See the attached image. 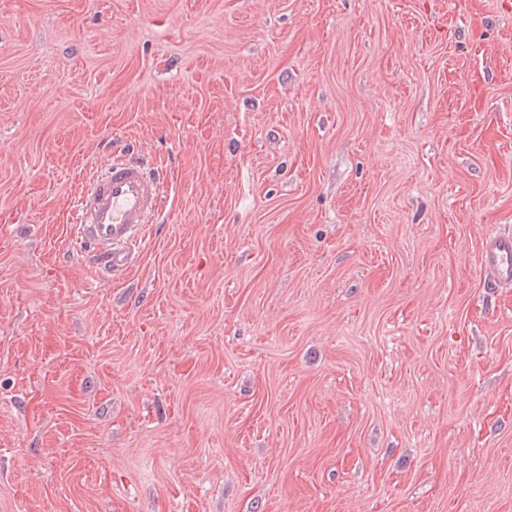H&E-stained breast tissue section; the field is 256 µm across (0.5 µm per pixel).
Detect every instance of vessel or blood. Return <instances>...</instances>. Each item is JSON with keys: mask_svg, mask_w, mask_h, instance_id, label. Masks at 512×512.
I'll list each match as a JSON object with an SVG mask.
<instances>
[{"mask_svg": "<svg viewBox=\"0 0 512 512\" xmlns=\"http://www.w3.org/2000/svg\"><path fill=\"white\" fill-rule=\"evenodd\" d=\"M163 176L159 169L124 155L95 172L77 199V250L96 266L120 277L138 261L147 226L159 211ZM482 271L497 288H512V233L487 235Z\"/></svg>", "mask_w": 512, "mask_h": 512, "instance_id": "1", "label": "vessel or blood"}]
</instances>
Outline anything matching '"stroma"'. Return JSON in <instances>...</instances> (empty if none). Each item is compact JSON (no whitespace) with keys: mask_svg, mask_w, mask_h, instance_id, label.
<instances>
[{"mask_svg":"<svg viewBox=\"0 0 512 512\" xmlns=\"http://www.w3.org/2000/svg\"><path fill=\"white\" fill-rule=\"evenodd\" d=\"M509 229L512 0H0V512H512ZM163 176L129 155L113 156L77 199L74 246L117 278L138 261L147 224L159 211ZM482 272L496 288H512V233L489 234L483 241Z\"/></svg>","mask_w":512,"mask_h":512,"instance_id":"35a3bbf8","label":"stroma"}]
</instances>
